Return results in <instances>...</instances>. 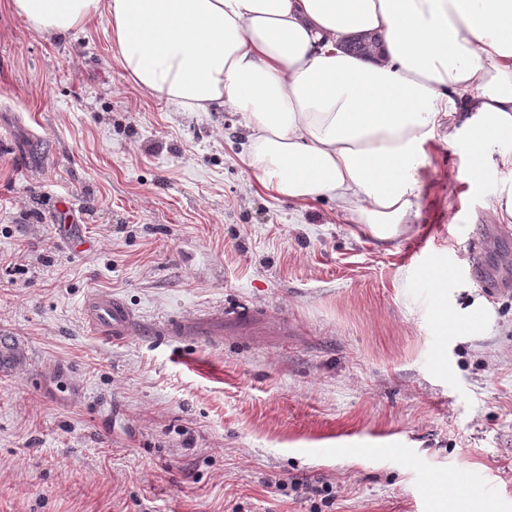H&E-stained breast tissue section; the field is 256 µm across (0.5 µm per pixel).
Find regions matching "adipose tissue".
Masks as SVG:
<instances>
[{"label": "adipose tissue", "instance_id": "ef3b65f1", "mask_svg": "<svg viewBox=\"0 0 512 512\" xmlns=\"http://www.w3.org/2000/svg\"><path fill=\"white\" fill-rule=\"evenodd\" d=\"M36 32L106 18L124 76L186 112L244 116L273 198L334 202L378 240L411 231L424 147L460 121L467 178L512 222V0H12ZM378 37L374 55L344 44Z\"/></svg>", "mask_w": 512, "mask_h": 512}]
</instances>
